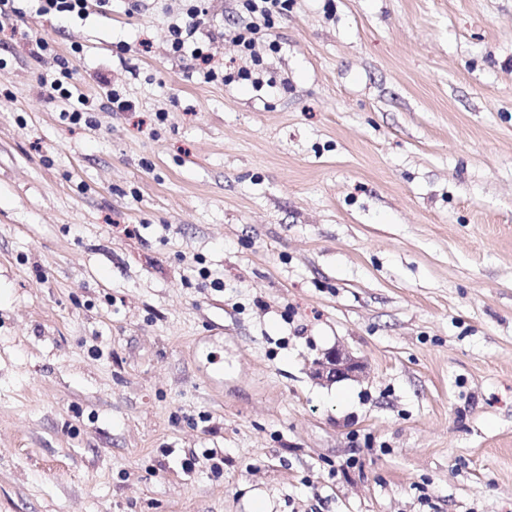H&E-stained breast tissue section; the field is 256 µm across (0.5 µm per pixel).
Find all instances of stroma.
I'll list each match as a JSON object with an SVG mask.
<instances>
[{"mask_svg": "<svg viewBox=\"0 0 512 512\" xmlns=\"http://www.w3.org/2000/svg\"><path fill=\"white\" fill-rule=\"evenodd\" d=\"M181 7L0 34V512H512V0H294L263 95ZM61 69L58 73L46 74L40 77V86L43 91L51 98H61L69 102L70 110L60 113L64 121L73 125H78L84 119V123L93 126V121L86 115L89 114V98L83 94H78L75 98L73 92L67 87L68 80L73 78V70L66 66V63L60 64ZM96 80L100 87L106 89V99L112 110L128 111L133 107L134 102L128 99L122 88L111 82L106 74L98 72ZM361 369V364L339 347L325 352L321 358L314 360V375L329 383L356 377V373Z\"/></svg>", "mask_w": 512, "mask_h": 512, "instance_id": "1", "label": "stroma"}]
</instances>
